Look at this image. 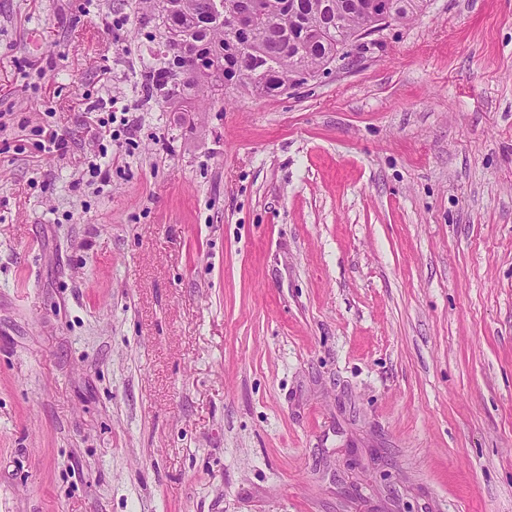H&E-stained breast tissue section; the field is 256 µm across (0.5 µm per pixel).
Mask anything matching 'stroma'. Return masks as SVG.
I'll return each mask as SVG.
<instances>
[{"label": "stroma", "mask_w": 512, "mask_h": 512, "mask_svg": "<svg viewBox=\"0 0 512 512\" xmlns=\"http://www.w3.org/2000/svg\"><path fill=\"white\" fill-rule=\"evenodd\" d=\"M161 48L0 0V512H512V0L202 112Z\"/></svg>", "instance_id": "obj_1"}]
</instances>
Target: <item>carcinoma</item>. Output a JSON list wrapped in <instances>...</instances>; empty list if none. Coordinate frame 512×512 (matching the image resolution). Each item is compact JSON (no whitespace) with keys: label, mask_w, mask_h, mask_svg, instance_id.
I'll use <instances>...</instances> for the list:
<instances>
[{"label":"carcinoma","mask_w":512,"mask_h":512,"mask_svg":"<svg viewBox=\"0 0 512 512\" xmlns=\"http://www.w3.org/2000/svg\"><path fill=\"white\" fill-rule=\"evenodd\" d=\"M207 0H186L190 17L173 15L165 0H139L142 9L163 30H175L193 51L219 62L203 73L202 83L173 90L179 61L160 54L149 67L151 94L188 108L231 82L257 96H270L286 88L298 64L314 67L336 61V52L350 41V30L362 18L366 0H238L241 11L257 22L232 36L202 20Z\"/></svg>","instance_id":"1"}]
</instances>
